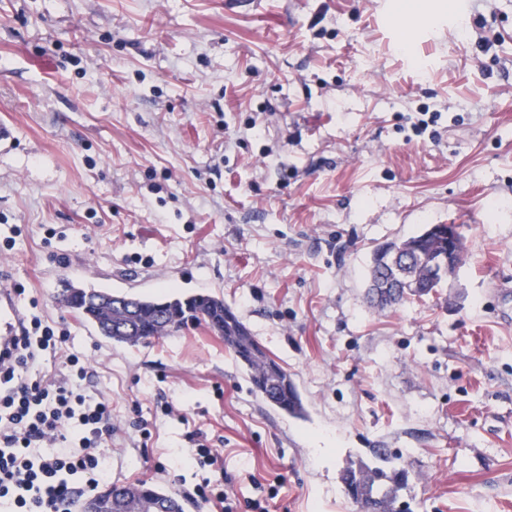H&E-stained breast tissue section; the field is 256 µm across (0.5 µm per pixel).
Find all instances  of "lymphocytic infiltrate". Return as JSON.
<instances>
[{
  "mask_svg": "<svg viewBox=\"0 0 512 512\" xmlns=\"http://www.w3.org/2000/svg\"><path fill=\"white\" fill-rule=\"evenodd\" d=\"M64 330L31 318L0 353V504L9 512H75L83 494L112 481L110 403L86 395L85 363L67 356Z\"/></svg>",
  "mask_w": 512,
  "mask_h": 512,
  "instance_id": "obj_1",
  "label": "lymphocytic infiltrate"
}]
</instances>
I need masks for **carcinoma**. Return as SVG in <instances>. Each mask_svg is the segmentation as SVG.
I'll use <instances>...</instances> for the list:
<instances>
[{"mask_svg":"<svg viewBox=\"0 0 512 512\" xmlns=\"http://www.w3.org/2000/svg\"><path fill=\"white\" fill-rule=\"evenodd\" d=\"M410 246L409 258L393 267L382 261L374 249L369 268L370 303L385 309L434 294L448 280L438 274V263L448 259V237L427 230L404 239ZM59 304L80 314L98 332L115 343L135 346L171 336L190 325L204 326L224 339L238 362L245 368L255 392L281 412L296 416L303 405L297 387L282 365L272 358L252 331L224 304L208 293L182 297L126 299L108 290L67 285L58 295ZM406 471L387 473L380 466L360 464L348 467L342 484L357 489L353 503L364 506L375 499L383 512H405L397 507ZM133 495L139 502L154 498L170 503L174 512H184L173 496L156 490L141 491L137 485L114 484L96 495V512H112L118 498Z\"/></svg>","mask_w":512,"mask_h":512,"instance_id":"obj_1","label":"carcinoma"}]
</instances>
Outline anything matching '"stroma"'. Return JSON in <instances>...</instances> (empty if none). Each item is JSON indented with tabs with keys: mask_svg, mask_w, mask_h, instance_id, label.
Returning a JSON list of instances; mask_svg holds the SVG:
<instances>
[{
	"mask_svg": "<svg viewBox=\"0 0 512 512\" xmlns=\"http://www.w3.org/2000/svg\"><path fill=\"white\" fill-rule=\"evenodd\" d=\"M414 2L0 0V289L111 402L113 483L357 512L384 448L411 512H512V0ZM449 222L439 293L371 307L373 248ZM66 279L223 298L303 416L205 327L107 341Z\"/></svg>",
	"mask_w": 512,
	"mask_h": 512,
	"instance_id": "obj_1",
	"label": "stroma"
}]
</instances>
